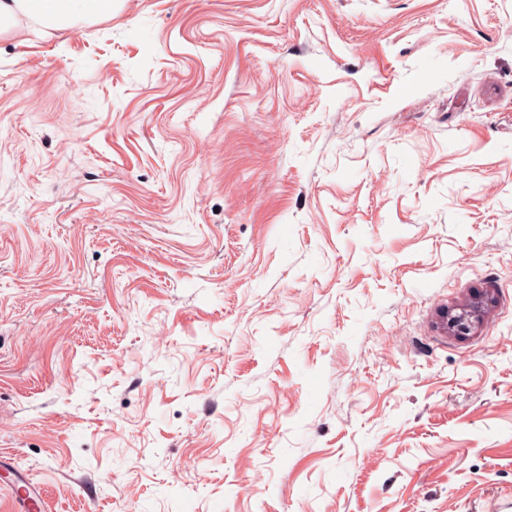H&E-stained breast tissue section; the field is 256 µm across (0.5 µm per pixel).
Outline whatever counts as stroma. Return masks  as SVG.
<instances>
[{
	"label": "stroma",
	"mask_w": 512,
	"mask_h": 512,
	"mask_svg": "<svg viewBox=\"0 0 512 512\" xmlns=\"http://www.w3.org/2000/svg\"><path fill=\"white\" fill-rule=\"evenodd\" d=\"M20 481L44 512H512V0L0 34V512ZM479 310L464 309L460 313L448 316V326L456 336H467L475 328Z\"/></svg>",
	"instance_id": "1"
}]
</instances>
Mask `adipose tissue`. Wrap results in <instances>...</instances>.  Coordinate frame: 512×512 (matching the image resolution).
Masks as SVG:
<instances>
[{
    "label": "adipose tissue",
    "mask_w": 512,
    "mask_h": 512,
    "mask_svg": "<svg viewBox=\"0 0 512 512\" xmlns=\"http://www.w3.org/2000/svg\"><path fill=\"white\" fill-rule=\"evenodd\" d=\"M111 11L112 0H0V33L15 26L21 15L60 29L75 19H94Z\"/></svg>",
    "instance_id": "ef3b65f1"
}]
</instances>
